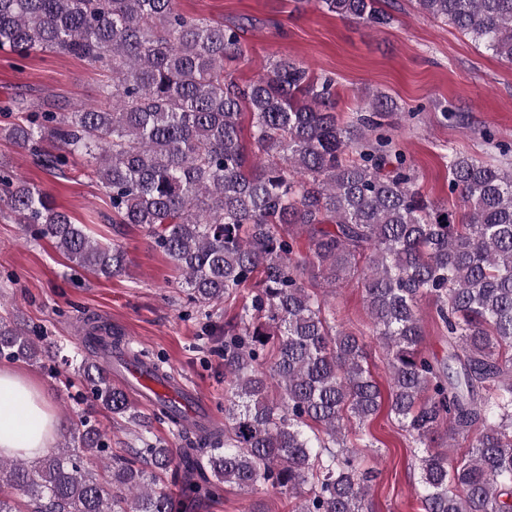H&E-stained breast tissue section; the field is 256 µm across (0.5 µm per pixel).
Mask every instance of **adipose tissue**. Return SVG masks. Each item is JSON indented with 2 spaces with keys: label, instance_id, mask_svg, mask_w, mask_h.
Returning a JSON list of instances; mask_svg holds the SVG:
<instances>
[{
  "label": "adipose tissue",
  "instance_id": "1",
  "mask_svg": "<svg viewBox=\"0 0 512 512\" xmlns=\"http://www.w3.org/2000/svg\"><path fill=\"white\" fill-rule=\"evenodd\" d=\"M56 432L40 386L16 368L0 366V457L38 458Z\"/></svg>",
  "mask_w": 512,
  "mask_h": 512
}]
</instances>
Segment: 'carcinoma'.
Segmentation results:
<instances>
[{"label":"carcinoma","mask_w":512,"mask_h":512,"mask_svg":"<svg viewBox=\"0 0 512 512\" xmlns=\"http://www.w3.org/2000/svg\"><path fill=\"white\" fill-rule=\"evenodd\" d=\"M318 2L367 27L391 22L379 0ZM417 5L512 64V0ZM242 33L186 17L177 0H0V49L66 53L108 74L100 103L31 111L1 124L0 139L50 172L71 158L92 164L112 223L146 230L182 273L208 335L224 337L227 383L224 431L188 448L141 433L117 455L90 413L72 412L58 447L31 462L0 459V512H192L226 485L271 488L291 512H372L375 475L347 436L379 412L381 391L362 338L336 322L306 273L323 287L361 284L386 351L390 413L420 449V512H512V172L453 155L461 212L448 209L415 187L390 136L369 138L395 100L373 94L369 113L343 120L335 79L286 56L241 85L224 62L243 55ZM45 141L59 153L39 149ZM0 207L77 267L125 271L123 245L94 240L2 161ZM244 292L234 317L213 321ZM424 296L447 330L442 359L421 349ZM120 340L87 319L74 372L96 405L145 430L107 365ZM50 349L28 324L0 318V358L38 364ZM442 425L450 440L470 438L455 458L434 446ZM103 458L105 482L87 467Z\"/></svg>","instance_id":"carcinoma-1"}]
</instances>
